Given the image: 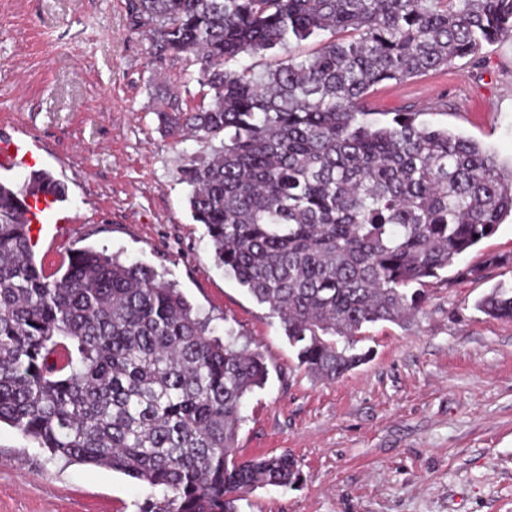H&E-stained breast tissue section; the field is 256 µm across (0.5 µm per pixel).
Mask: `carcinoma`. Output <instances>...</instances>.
<instances>
[{
    "instance_id": "1",
    "label": "carcinoma",
    "mask_w": 512,
    "mask_h": 512,
    "mask_svg": "<svg viewBox=\"0 0 512 512\" xmlns=\"http://www.w3.org/2000/svg\"><path fill=\"white\" fill-rule=\"evenodd\" d=\"M151 64L198 70L159 129L208 153L181 181L217 263L277 314L299 365L336 380L363 364L362 329L420 308L440 277L512 215V164L420 113L371 118L367 95L512 36V0H132ZM329 34L315 51L301 44ZM271 61L239 65L245 55ZM62 200L35 171L0 182V423L51 456L163 491L141 512H236L243 494L299 479L288 453L233 455L262 353L213 335L141 263L82 248L60 275L37 265L27 199ZM477 307L512 321V288Z\"/></svg>"
}]
</instances>
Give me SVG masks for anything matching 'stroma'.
Listing matches in <instances>:
<instances>
[{
    "instance_id": "stroma-1",
    "label": "stroma",
    "mask_w": 512,
    "mask_h": 512,
    "mask_svg": "<svg viewBox=\"0 0 512 512\" xmlns=\"http://www.w3.org/2000/svg\"><path fill=\"white\" fill-rule=\"evenodd\" d=\"M184 61L150 64L129 0H0V139L37 144L38 168L68 187L39 210L46 273L91 247L154 268L218 333L256 348L267 383L249 394L239 459L290 453L300 480L244 495L237 512H512V321L476 308L512 286V218L463 256L486 276L424 286L403 324L362 330L371 358L337 380L300 367L279 318L225 275L188 203L180 168L204 144L158 128ZM375 112L425 123L512 161V37L403 83L372 87ZM493 256L502 265H489ZM158 490L122 473L49 459L0 425V512H139Z\"/></svg>"
}]
</instances>
